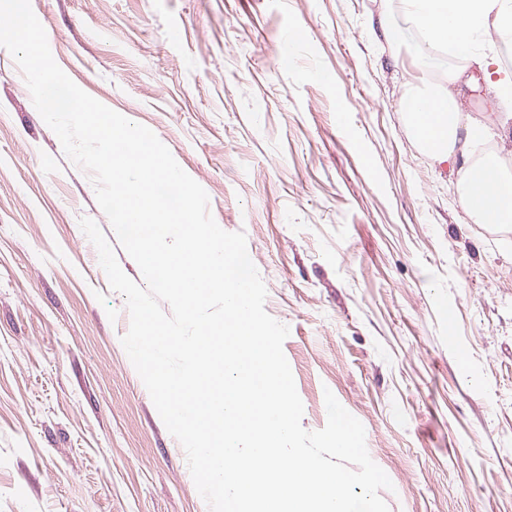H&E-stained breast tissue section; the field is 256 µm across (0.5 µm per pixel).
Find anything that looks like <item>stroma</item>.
Masks as SVG:
<instances>
[{
	"label": "stroma",
	"mask_w": 512,
	"mask_h": 512,
	"mask_svg": "<svg viewBox=\"0 0 512 512\" xmlns=\"http://www.w3.org/2000/svg\"><path fill=\"white\" fill-rule=\"evenodd\" d=\"M56 63L152 130L245 231L304 413L366 431L389 512H512V226L401 108L400 0H31ZM301 32L297 43L291 33ZM291 52L288 64L278 57ZM467 113H512L466 67ZM113 229L0 47V512H210L127 356L124 297L81 218Z\"/></svg>",
	"instance_id": "35a3bbf8"
}]
</instances>
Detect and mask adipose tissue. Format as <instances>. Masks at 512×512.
I'll use <instances>...</instances> for the list:
<instances>
[{"mask_svg":"<svg viewBox=\"0 0 512 512\" xmlns=\"http://www.w3.org/2000/svg\"><path fill=\"white\" fill-rule=\"evenodd\" d=\"M424 42L443 47L450 58L481 63L479 41L488 32L512 34V0H403ZM420 131V146L435 160L461 164L460 196L477 223L512 224V178L497 155L472 160L470 151L486 138V122L466 116L452 91L406 100Z\"/></svg>","mask_w":512,"mask_h":512,"instance_id":"ef3b65f1","label":"adipose tissue"}]
</instances>
